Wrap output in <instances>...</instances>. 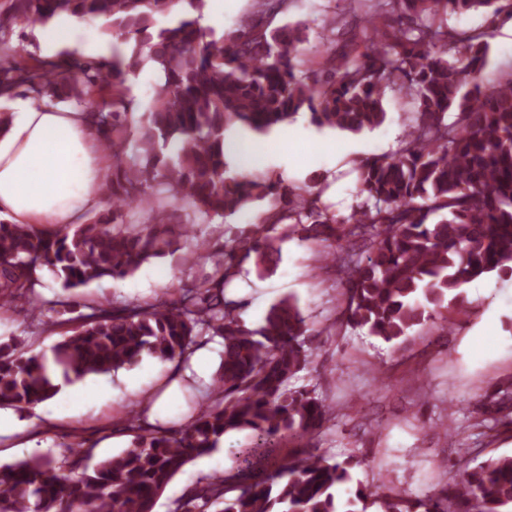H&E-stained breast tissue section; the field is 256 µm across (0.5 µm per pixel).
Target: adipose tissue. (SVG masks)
I'll list each match as a JSON object with an SVG mask.
<instances>
[{"label":"adipose tissue","mask_w":512,"mask_h":512,"mask_svg":"<svg viewBox=\"0 0 512 512\" xmlns=\"http://www.w3.org/2000/svg\"><path fill=\"white\" fill-rule=\"evenodd\" d=\"M226 142L241 170L267 167L276 158L318 161L289 127L274 131L264 141L232 131ZM107 163L87 113L22 103L0 129V217L42 228L79 223L85 213L101 205V187L109 176ZM211 370L209 351L194 350L187 369L178 370L177 380L152 404L151 420L170 424L168 406L180 390V378L206 379Z\"/></svg>","instance_id":"adipose-tissue-1"}]
</instances>
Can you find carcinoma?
<instances>
[{
	"label": "carcinoma",
	"mask_w": 512,
	"mask_h": 512,
	"mask_svg": "<svg viewBox=\"0 0 512 512\" xmlns=\"http://www.w3.org/2000/svg\"><path fill=\"white\" fill-rule=\"evenodd\" d=\"M292 0H257L262 14ZM369 11L357 43L304 59L299 23L275 28L249 15L219 37L201 26L205 0H6L0 4V98L18 94L40 106L75 97L112 153L103 209L57 229L0 221V304L33 320L71 304L75 290L134 275L175 253L197 219H225L265 202L253 224L225 225L224 250L201 242L185 262L214 263L212 274L178 298L113 308L84 304L73 333L52 359L0 343V408L27 411L61 384L133 366L143 356L180 364L218 337L223 350L211 390L179 424L143 425L148 407L124 409L130 445L95 465L94 448L69 445L58 457L0 466V512H153L156 500L194 458L224 436L247 430L261 440L313 438L331 419L316 389L291 380L312 357L310 328L291 297L272 305L258 329L245 326L241 300L227 296L237 269L254 259L258 274L294 234L332 242L318 269L339 267L345 288L339 325L367 328L392 342L427 321L430 306L460 301L462 285L493 272L512 274V77L487 89L490 31L458 30L448 16L486 10L512 15V0H349ZM103 21L124 50L88 60L52 58L13 44L16 29L60 16ZM151 64L158 80L145 107L128 76ZM416 104L414 124L391 156L363 160V201L338 218L311 189L229 173L224 131L240 124L263 133L301 112L321 129L360 133L382 124L385 88ZM456 113L453 123L445 120ZM133 157H128V153ZM362 255L344 253L343 244ZM63 294L45 300L36 271ZM246 451L237 467L197 482L185 512H512V454L492 457L424 497L358 487L343 499L350 461L328 462L315 448L255 472Z\"/></svg>",
	"instance_id": "cac0c4a2"
}]
</instances>
